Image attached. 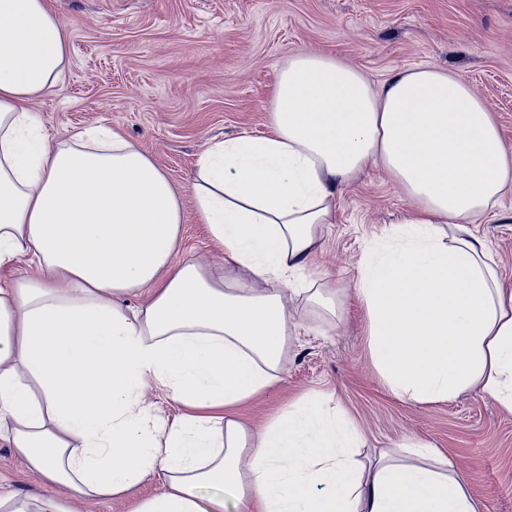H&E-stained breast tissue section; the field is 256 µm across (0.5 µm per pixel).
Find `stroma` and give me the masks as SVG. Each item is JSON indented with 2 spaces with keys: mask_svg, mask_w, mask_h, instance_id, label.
I'll return each mask as SVG.
<instances>
[{
  "mask_svg": "<svg viewBox=\"0 0 512 512\" xmlns=\"http://www.w3.org/2000/svg\"><path fill=\"white\" fill-rule=\"evenodd\" d=\"M68 25L63 82L34 109L55 140L84 127L120 131L156 160L181 191L180 263L215 251L198 224L189 179L210 143L269 131L270 90L298 51H323L371 80L415 65L449 70L473 85L512 143V0H54ZM411 201L371 168L336 192V218L298 279L347 294L335 325L299 308L288 370L241 411L257 426L303 394L332 395L362 434L364 463L400 443H428L449 457L479 512H512V413L481 389L414 404L394 396L367 348L355 297L371 247L387 242ZM512 287V196L497 219L474 226Z\"/></svg>",
  "mask_w": 512,
  "mask_h": 512,
  "instance_id": "obj_1",
  "label": "stroma"
}]
</instances>
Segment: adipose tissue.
Instances as JSON below:
<instances>
[{
	"label": "adipose tissue",
	"instance_id": "adipose-tissue-1",
	"mask_svg": "<svg viewBox=\"0 0 512 512\" xmlns=\"http://www.w3.org/2000/svg\"><path fill=\"white\" fill-rule=\"evenodd\" d=\"M69 42L49 0H0V269L37 267L0 283V441L69 491H0V512H77L154 477L163 491L131 512H477L433 447L353 465L359 431L328 396L256 430L238 409L281 380L295 299L335 316V291L290 276L321 248L337 188L377 165L414 208L361 268L371 360L396 397L478 386L512 411V289L472 229L512 191V148L483 99L431 66L375 83L291 55L270 134L211 143L190 180L223 264H175L183 204L156 161L112 129L51 140L31 108ZM149 382L178 416L152 415Z\"/></svg>",
	"mask_w": 512,
	"mask_h": 512
}]
</instances>
